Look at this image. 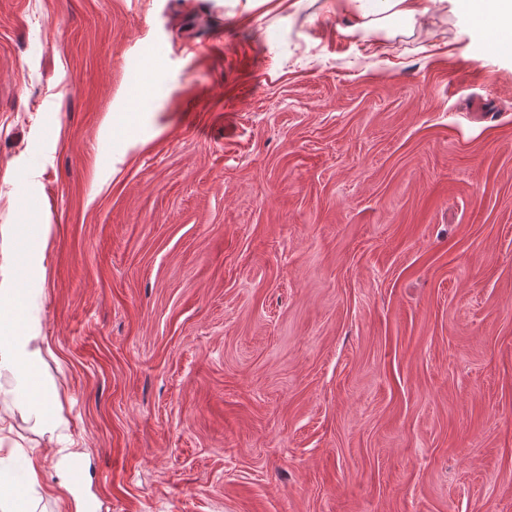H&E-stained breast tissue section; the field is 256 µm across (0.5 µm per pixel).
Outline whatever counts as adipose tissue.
Listing matches in <instances>:
<instances>
[{
	"label": "adipose tissue",
	"instance_id": "adipose-tissue-1",
	"mask_svg": "<svg viewBox=\"0 0 512 512\" xmlns=\"http://www.w3.org/2000/svg\"><path fill=\"white\" fill-rule=\"evenodd\" d=\"M377 13H370L361 0H342L348 12L366 19L369 28L381 29L386 19L399 16L409 23L423 22L432 0H377ZM471 15L490 19L502 37L501 49L512 48V0H459ZM50 233L46 224L17 225L13 233L20 261L0 277V512H39L45 492L41 481L43 464L33 449L13 440V421L22 418L54 443L53 454L66 464L81 456L66 434L63 414V383L45 369V338L36 312L39 289L32 279Z\"/></svg>",
	"mask_w": 512,
	"mask_h": 512
}]
</instances>
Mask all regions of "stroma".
Returning <instances> with one entry per match:
<instances>
[{
  "label": "stroma",
  "mask_w": 512,
  "mask_h": 512,
  "mask_svg": "<svg viewBox=\"0 0 512 512\" xmlns=\"http://www.w3.org/2000/svg\"><path fill=\"white\" fill-rule=\"evenodd\" d=\"M18 224L49 512H512V55L453 0H0ZM362 2V0H336V7L344 8L348 12H356L362 19L382 14L378 17H371L368 21L360 24L362 27L380 30L382 25L393 16L406 19L411 26L421 23L429 15V4L442 2V0H377L379 4L377 10L366 9Z\"/></svg>",
  "instance_id": "stroma-1"
}]
</instances>
